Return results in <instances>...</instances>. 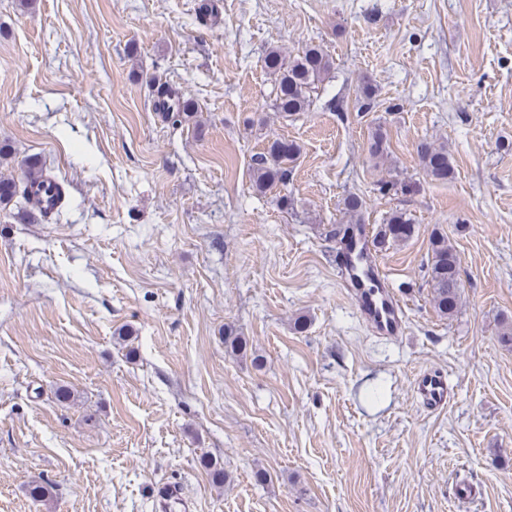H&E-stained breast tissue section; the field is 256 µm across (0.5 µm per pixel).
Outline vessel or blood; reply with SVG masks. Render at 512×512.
I'll return each mask as SVG.
<instances>
[{"mask_svg": "<svg viewBox=\"0 0 512 512\" xmlns=\"http://www.w3.org/2000/svg\"><path fill=\"white\" fill-rule=\"evenodd\" d=\"M367 247L366 239L361 238L355 250ZM355 250L343 249L336 256L350 299L374 334L401 338L406 331L403 303L388 287L378 267L364 266L359 274L352 271ZM413 392L419 405L430 412L444 409L454 397V389L446 374L433 368L417 374L413 381ZM157 496L161 512H166L173 504L179 505L182 512H194L195 503L187 493L184 482L162 484Z\"/></svg>", "mask_w": 512, "mask_h": 512, "instance_id": "1", "label": "vessel or blood"}]
</instances>
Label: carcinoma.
Returning a JSON list of instances; mask_svg holds the SVG:
<instances>
[{
  "label": "carcinoma",
  "instance_id": "1",
  "mask_svg": "<svg viewBox=\"0 0 512 512\" xmlns=\"http://www.w3.org/2000/svg\"><path fill=\"white\" fill-rule=\"evenodd\" d=\"M265 66L275 78L277 94L276 110L291 115L303 112L309 106L310 93L321 84L332 69L329 55L319 45L306 47L302 54L287 60L277 48L268 51ZM154 105L162 107L160 116L174 125L190 122L195 117V105L189 101L171 102L169 90L157 91ZM299 147L282 139L268 143L264 151L256 157L252 168L253 186L264 193L277 183L288 180L291 164L294 163ZM369 155L375 165L385 162L389 155V146L385 134L377 128L372 132L369 143ZM420 159L426 175L437 180H446L453 174L448 148L426 144L421 148ZM26 171L20 181L0 179V205L7 206L13 200L30 205L33 199L28 188V178L47 172L45 164L37 157L29 158L25 163ZM364 203L357 195L344 200V210L349 223L336 226L335 236L339 243L350 246L354 238L364 232ZM415 232L413 220L405 213L394 211L376 229L371 245L382 248L389 242H405ZM431 286L432 301L437 315L441 318L452 317L458 309L462 282L459 272V259L448 236L434 230L430 235Z\"/></svg>",
  "mask_w": 512,
  "mask_h": 512
}]
</instances>
